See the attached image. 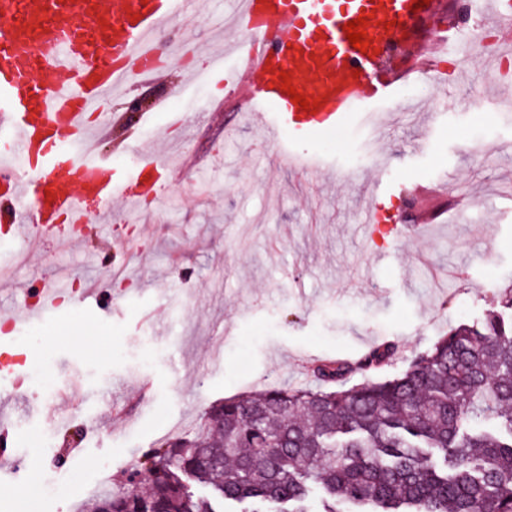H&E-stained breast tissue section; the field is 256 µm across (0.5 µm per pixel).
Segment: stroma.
I'll return each mask as SVG.
<instances>
[{"label": "stroma", "instance_id": "stroma-1", "mask_svg": "<svg viewBox=\"0 0 512 512\" xmlns=\"http://www.w3.org/2000/svg\"><path fill=\"white\" fill-rule=\"evenodd\" d=\"M199 23L163 34L176 54L166 76L135 83L112 98L120 124L102 159L125 167L122 125L153 143L205 158L147 210L88 202L95 231L85 248L44 239L24 262L18 241L0 235V311H15L24 288L43 278L91 281L98 305L71 292L61 313L26 329L19 348L42 375L25 379L12 413L10 441L21 465L0 472V512H72L85 505V480L100 466L121 485L142 454L197 432L205 411L224 398L288 384H310L323 361L356 358L394 342L399 358L353 383L398 374L450 327L480 320L512 290V111L470 107L471 97L512 94L492 74L482 45L460 43L446 64L447 87L423 80L396 101L417 105L427 131L387 122L382 155L365 147L359 113L333 132L291 139L246 113V102L216 108L223 97L208 71L207 48L232 41L220 26L227 0H198ZM199 75L182 77L180 60ZM147 101L149 117L130 111ZM177 103L181 126L169 124ZM313 161L299 171L282 145ZM392 189L388 242L356 237L377 182ZM443 184L471 190L464 212L446 207L417 228L421 208L397 188ZM143 231V251L125 266L113 237ZM78 392L71 424L50 417L58 397Z\"/></svg>", "mask_w": 512, "mask_h": 512}]
</instances>
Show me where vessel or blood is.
<instances>
[{"mask_svg": "<svg viewBox=\"0 0 512 512\" xmlns=\"http://www.w3.org/2000/svg\"><path fill=\"white\" fill-rule=\"evenodd\" d=\"M414 0H232L231 18L255 55L250 71L221 73L243 93L252 114L272 106L281 128L310 136L340 128L355 110L391 99L412 78L439 82V54L452 34L442 27V0L411 11ZM188 0H0V224L35 244L86 221L85 200L120 196L133 205L158 198L174 172L147 153L135 134L124 151L136 165L119 170L100 160L112 135L104 100L127 96L132 82L161 75L159 28L182 17ZM367 17L369 52L352 47L345 24ZM289 74L292 91L281 88ZM318 100L315 112L292 92ZM29 223H21L22 213ZM65 285L45 280L36 305L12 316L26 327L60 311Z\"/></svg>", "mask_w": 512, "mask_h": 512, "instance_id": "1", "label": "vessel or blood"}]
</instances>
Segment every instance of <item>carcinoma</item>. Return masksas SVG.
Segmentation results:
<instances>
[{"label": "carcinoma", "mask_w": 512, "mask_h": 512, "mask_svg": "<svg viewBox=\"0 0 512 512\" xmlns=\"http://www.w3.org/2000/svg\"><path fill=\"white\" fill-rule=\"evenodd\" d=\"M395 348L318 364L315 383L209 407L192 436L143 454L86 512H512V319L490 310L408 361L347 385Z\"/></svg>", "instance_id": "1"}]
</instances>
